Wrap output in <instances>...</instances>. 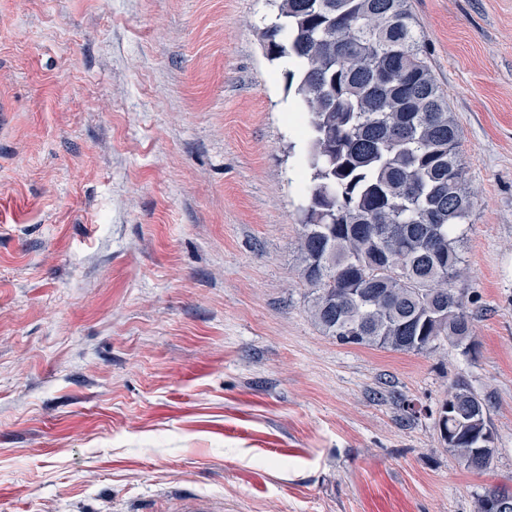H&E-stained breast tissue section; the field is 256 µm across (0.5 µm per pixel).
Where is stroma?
<instances>
[{
  "label": "stroma",
  "mask_w": 512,
  "mask_h": 512,
  "mask_svg": "<svg viewBox=\"0 0 512 512\" xmlns=\"http://www.w3.org/2000/svg\"><path fill=\"white\" fill-rule=\"evenodd\" d=\"M461 128L472 345L325 336L270 0H0V512H475L512 488V0H409ZM490 468L435 429L456 379ZM414 406L407 415L404 403Z\"/></svg>",
  "instance_id": "stroma-1"
}]
</instances>
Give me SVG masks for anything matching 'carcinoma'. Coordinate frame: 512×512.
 Listing matches in <instances>:
<instances>
[{
  "mask_svg": "<svg viewBox=\"0 0 512 512\" xmlns=\"http://www.w3.org/2000/svg\"><path fill=\"white\" fill-rule=\"evenodd\" d=\"M272 61L294 59L311 171L300 278L309 312L342 345L431 353L471 339L464 261L472 195L461 131L408 0H273ZM436 428L461 459L493 435L463 381Z\"/></svg>",
  "mask_w": 512,
  "mask_h": 512,
  "instance_id": "carcinoma-1",
  "label": "carcinoma"
}]
</instances>
